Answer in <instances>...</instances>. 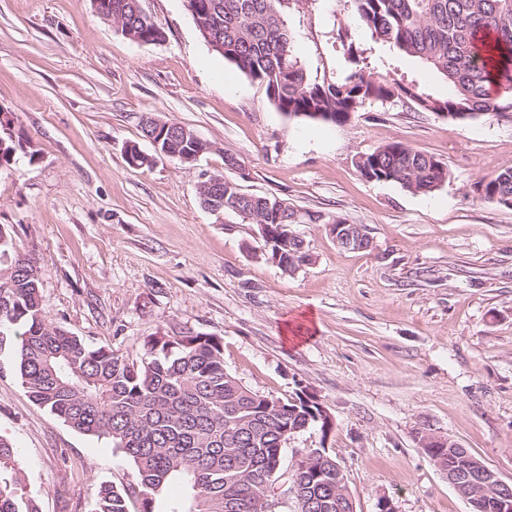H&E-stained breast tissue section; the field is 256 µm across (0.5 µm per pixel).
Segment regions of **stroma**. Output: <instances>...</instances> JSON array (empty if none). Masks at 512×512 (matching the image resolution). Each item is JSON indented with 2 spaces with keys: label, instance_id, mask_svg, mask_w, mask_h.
<instances>
[{
  "label": "stroma",
  "instance_id": "1",
  "mask_svg": "<svg viewBox=\"0 0 512 512\" xmlns=\"http://www.w3.org/2000/svg\"><path fill=\"white\" fill-rule=\"evenodd\" d=\"M165 41L138 44L91 0H0V109L24 149L0 169V224L42 272L47 320L91 346L138 359L180 329L224 342L241 384L283 400L303 387L334 420L291 436L284 463L323 448L356 512H471L420 444L450 439L512 482V208L480 182L512 168V117L448 120L405 99L373 101L344 123L289 117L215 55L184 0H141ZM341 0H314L288 24L311 77L344 63L331 32ZM145 116L212 144L198 162L145 153ZM398 140L444 162L429 194L369 181L354 161ZM232 153L241 169L225 170ZM244 192L365 225L372 246L339 247L325 224H293L312 257L288 274L263 255L258 225L205 209L203 174ZM0 436L39 512H91L101 484L133 494L134 464L35 404L16 345H0Z\"/></svg>",
  "mask_w": 512,
  "mask_h": 512
}]
</instances>
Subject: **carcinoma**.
<instances>
[{"label": "carcinoma", "mask_w": 512, "mask_h": 512, "mask_svg": "<svg viewBox=\"0 0 512 512\" xmlns=\"http://www.w3.org/2000/svg\"><path fill=\"white\" fill-rule=\"evenodd\" d=\"M123 5L121 33L148 43L165 39L150 19L140 16V0H99L109 19L112 3ZM191 15L204 18L203 41L224 61L261 84L280 112L342 123L373 100L406 98L421 112H462L476 118L512 112V98L491 86L512 88V0H344L347 21L332 30V47L347 66L334 82L311 78L296 54L288 14L314 0H185ZM371 41L419 61L448 85V95L430 92L403 74L375 73L384 65L370 60L355 38ZM224 45L219 49L215 43ZM168 158L184 162L195 152L194 131L171 127ZM0 169L16 161L20 141L5 137ZM361 177L396 183L412 193L439 189L448 176L444 163L393 140L358 157ZM486 198L512 207V169L481 185ZM210 210L249 212L266 218L264 245L269 259L293 272L308 257L303 242L290 241L281 218L267 213L274 195L242 196L232 180L214 186ZM17 336L23 388L37 404L88 435L112 440L137 469L139 512H158L157 497L169 485L183 491L165 512H256L255 504L281 472L288 438L316 419V404L299 388L283 401L254 392L224 368L220 337L191 330L153 336L145 352L130 361L110 348L88 347L79 337L50 324L41 299V273L13 244L0 224V345ZM308 488L313 512H337L336 473ZM0 512H38L36 499L19 467L17 449L0 437ZM93 512H130L128 495L99 487Z\"/></svg>", "instance_id": "cac0c4a2"}]
</instances>
